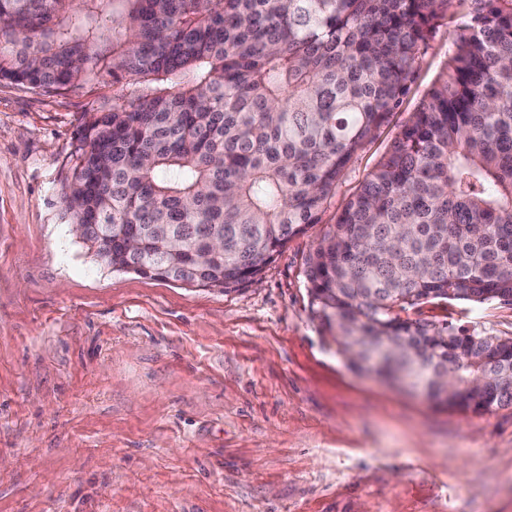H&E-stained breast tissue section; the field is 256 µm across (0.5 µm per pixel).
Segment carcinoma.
Instances as JSON below:
<instances>
[{
	"mask_svg": "<svg viewBox=\"0 0 512 512\" xmlns=\"http://www.w3.org/2000/svg\"><path fill=\"white\" fill-rule=\"evenodd\" d=\"M468 21L393 143L306 259L337 350L460 410L512 406V336L403 319L512 305V0H0V81L104 74L62 202L117 270L224 292L321 222L448 14ZM224 241V251L212 242Z\"/></svg>",
	"mask_w": 512,
	"mask_h": 512,
	"instance_id": "carcinoma-1",
	"label": "carcinoma"
}]
</instances>
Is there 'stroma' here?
<instances>
[{
	"label": "stroma",
	"instance_id": "stroma-1",
	"mask_svg": "<svg viewBox=\"0 0 512 512\" xmlns=\"http://www.w3.org/2000/svg\"><path fill=\"white\" fill-rule=\"evenodd\" d=\"M462 26L449 7L320 224L229 293L112 269L74 233L61 188L111 76L64 96L0 83V512H512V406L350 370L305 273ZM418 316L512 336L497 302Z\"/></svg>",
	"mask_w": 512,
	"mask_h": 512
}]
</instances>
